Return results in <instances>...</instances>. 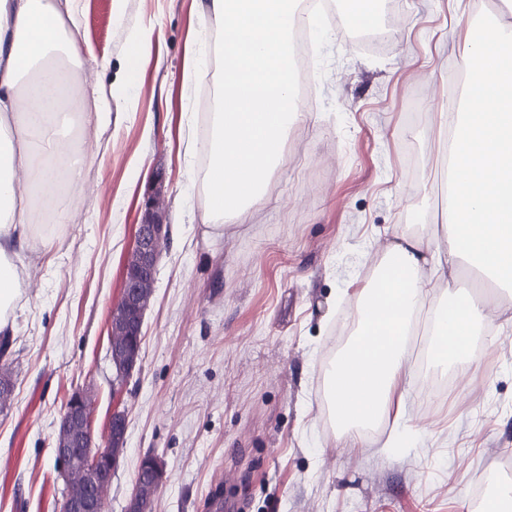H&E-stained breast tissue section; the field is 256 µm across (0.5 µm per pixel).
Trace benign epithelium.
Instances as JSON below:
<instances>
[{
    "instance_id": "7a95c632",
    "label": "benign epithelium",
    "mask_w": 512,
    "mask_h": 512,
    "mask_svg": "<svg viewBox=\"0 0 512 512\" xmlns=\"http://www.w3.org/2000/svg\"><path fill=\"white\" fill-rule=\"evenodd\" d=\"M147 215L138 225L132 250L137 262L124 264L122 289L112 308L109 336H123V345L114 349L118 357L117 376L112 393L123 392L141 361L143 321L146 311L141 288L144 281L155 276L157 263L168 239L169 225L160 219V199L153 196L146 203ZM128 420L125 412L114 410L108 421L104 447L93 444V411L84 402L81 390H74L64 405L58 422L59 439L55 455L67 477L78 476L90 490L89 498L71 504L66 512H106L121 452L125 447Z\"/></svg>"
}]
</instances>
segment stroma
<instances>
[{"label": "stroma", "instance_id": "1", "mask_svg": "<svg viewBox=\"0 0 512 512\" xmlns=\"http://www.w3.org/2000/svg\"><path fill=\"white\" fill-rule=\"evenodd\" d=\"M310 48V103L264 194L241 223L205 237L198 179L205 104L224 45L208 0H77L71 26L83 84L111 92L112 121L93 130L74 211L49 247L20 251L28 282L5 357L15 389L0 410V512H59L64 479L54 433L75 387L95 394V436L115 403L126 451L107 512H125L149 453L166 476L152 512H466L512 464V323L476 338L477 360L436 401L441 366L420 357L403 379L406 414L426 426L412 447L388 431L345 447L327 417L324 371L350 337L354 294L394 230L441 208L432 129L458 91L465 21L512 0H376L387 35L358 43L339 0H324ZM153 64L126 80L130 34ZM203 63L185 76L186 61ZM168 244L145 312L141 362L112 397L108 326L122 269L151 191Z\"/></svg>", "mask_w": 512, "mask_h": 512}]
</instances>
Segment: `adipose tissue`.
<instances>
[{
  "instance_id": "1",
  "label": "adipose tissue",
  "mask_w": 512,
  "mask_h": 512,
  "mask_svg": "<svg viewBox=\"0 0 512 512\" xmlns=\"http://www.w3.org/2000/svg\"><path fill=\"white\" fill-rule=\"evenodd\" d=\"M74 2L0 0V330L13 326L27 278L19 251L53 241L52 227L34 220V191L52 199L51 159L72 146V124L86 130L112 118L99 97L77 122L59 109L82 64L65 28ZM296 17L297 0H209L207 20L224 30V91L203 177V224L212 238L262 195L303 117L288 70ZM461 65L477 106L441 110L434 130L446 147L445 219L420 233H395L378 278L355 300L353 336L330 364L329 419L349 446L365 426L388 419L396 424L389 447L410 446L419 435L398 397L406 336L419 314L428 316L439 362L461 376L471 369L473 338L491 319L484 302L457 291L460 260L512 288V18L470 32Z\"/></svg>"
}]
</instances>
